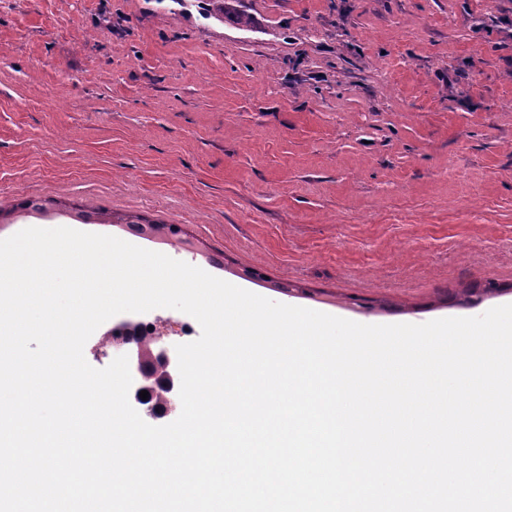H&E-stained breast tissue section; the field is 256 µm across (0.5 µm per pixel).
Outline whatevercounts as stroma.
Wrapping results in <instances>:
<instances>
[{
  "label": "stroma",
  "mask_w": 512,
  "mask_h": 512,
  "mask_svg": "<svg viewBox=\"0 0 512 512\" xmlns=\"http://www.w3.org/2000/svg\"><path fill=\"white\" fill-rule=\"evenodd\" d=\"M207 5L0 0V239L90 205L359 323L512 304V0Z\"/></svg>",
  "instance_id": "1"
}]
</instances>
